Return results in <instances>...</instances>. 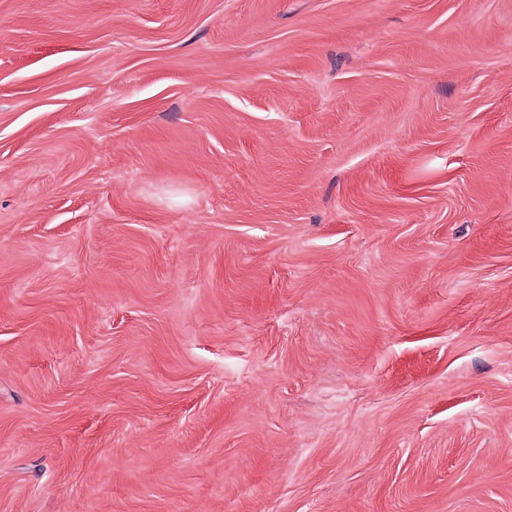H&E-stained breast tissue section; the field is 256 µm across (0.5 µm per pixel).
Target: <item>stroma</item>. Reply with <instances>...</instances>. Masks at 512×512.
<instances>
[{"instance_id":"35a3bbf8","label":"stroma","mask_w":512,"mask_h":512,"mask_svg":"<svg viewBox=\"0 0 512 512\" xmlns=\"http://www.w3.org/2000/svg\"><path fill=\"white\" fill-rule=\"evenodd\" d=\"M0 512H512V0H0Z\"/></svg>"}]
</instances>
